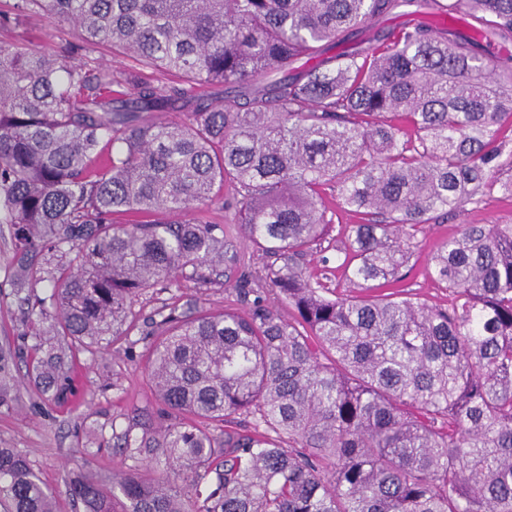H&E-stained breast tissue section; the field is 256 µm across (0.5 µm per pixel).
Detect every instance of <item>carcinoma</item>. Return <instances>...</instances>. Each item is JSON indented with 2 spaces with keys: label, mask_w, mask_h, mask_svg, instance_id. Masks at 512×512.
<instances>
[{
  "label": "carcinoma",
  "mask_w": 512,
  "mask_h": 512,
  "mask_svg": "<svg viewBox=\"0 0 512 512\" xmlns=\"http://www.w3.org/2000/svg\"><path fill=\"white\" fill-rule=\"evenodd\" d=\"M36 16L78 43L0 42V223L19 285L52 288L31 333L116 341L143 290L230 277L224 225L184 218L226 183L243 237L281 261L238 281L246 313L189 299L153 322L169 422L117 439L167 472L72 478L83 512H512V224H466L431 255L448 304L401 288L423 226L512 172V56L485 55L512 43V0H13L0 29ZM329 192L357 223L333 232ZM329 251L360 293L310 267ZM29 374L72 391L58 354ZM0 505L54 512L11 448Z\"/></svg>",
  "instance_id": "carcinoma-1"
}]
</instances>
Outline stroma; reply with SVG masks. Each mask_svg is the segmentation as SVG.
Wrapping results in <instances>:
<instances>
[{
	"label": "stroma",
	"mask_w": 512,
	"mask_h": 512,
	"mask_svg": "<svg viewBox=\"0 0 512 512\" xmlns=\"http://www.w3.org/2000/svg\"><path fill=\"white\" fill-rule=\"evenodd\" d=\"M25 36L41 50L59 48L75 41L71 28L55 18L38 17L26 25ZM512 222V194L494 190L479 206H467L442 224L427 225L416 237L405 284L431 303L446 301L447 293L430 275L432 251L466 224ZM16 257L12 227L0 223V448H12L27 457L43 484L56 500L57 512H76L66 493L70 475L92 471L104 483H112L130 469L163 464L133 461L119 448L116 436L127 428L157 430L164 426L161 405L152 397L146 367V344L101 343L91 350L64 347L57 336L28 333L27 306L32 294L48 298L49 283L26 290L15 277ZM197 296L204 309L223 311L234 300L231 285H199L177 277L143 293L133 306L141 330H149L157 311L184 304ZM65 348L73 392L54 399L29 379L32 358L49 350Z\"/></svg>",
	"instance_id": "1"
}]
</instances>
